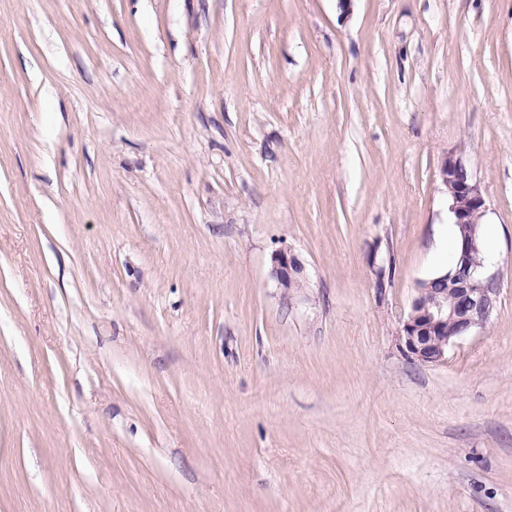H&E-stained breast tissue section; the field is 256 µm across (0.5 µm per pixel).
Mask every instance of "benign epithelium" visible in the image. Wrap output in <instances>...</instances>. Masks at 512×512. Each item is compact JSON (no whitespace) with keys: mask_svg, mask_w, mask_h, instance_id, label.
Returning <instances> with one entry per match:
<instances>
[{"mask_svg":"<svg viewBox=\"0 0 512 512\" xmlns=\"http://www.w3.org/2000/svg\"><path fill=\"white\" fill-rule=\"evenodd\" d=\"M439 177L448 195L451 223L460 230L455 265L451 273L437 277L441 288H419L410 311L402 322L400 340L404 355L419 365L445 360L448 348L474 329L484 326L496 305V278L485 267L472 266L470 256L477 250L474 215L483 213L486 201L480 187L461 158L446 157ZM271 277L281 295L308 279L306 266L292 250L282 249L272 256ZM453 303H448V296ZM456 335H448V323Z\"/></svg>","mask_w":512,"mask_h":512,"instance_id":"benign-epithelium-1","label":"benign epithelium"}]
</instances>
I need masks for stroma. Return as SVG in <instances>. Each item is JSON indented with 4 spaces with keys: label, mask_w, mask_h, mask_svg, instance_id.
Segmentation results:
<instances>
[{
    "label": "stroma",
    "mask_w": 512,
    "mask_h": 512,
    "mask_svg": "<svg viewBox=\"0 0 512 512\" xmlns=\"http://www.w3.org/2000/svg\"><path fill=\"white\" fill-rule=\"evenodd\" d=\"M0 512H512V0H0ZM439 177L443 186L451 188L448 195V213L453 225L455 248L448 272L429 282L439 281L446 288H417L410 311L402 322L400 340L404 355L419 365H430L445 360L448 348L456 340L484 326L491 318L496 305V278L489 274L487 266L477 268L470 262V256L477 250V230H481L480 221L484 214L474 222L476 213H484L486 201L480 187L461 158L447 156L439 168ZM480 235V233H479ZM473 264L485 265L486 243L480 235L479 250L472 258ZM429 295V302L423 303L421 296ZM450 292L453 296L448 294ZM453 301V303H452ZM452 304V305H451ZM451 307L448 309V307ZM454 324L455 330L452 325ZM271 277L283 297H288L289 288L309 280L304 262L290 249L278 250L272 256Z\"/></svg>",
    "instance_id": "35a3bbf8"
}]
</instances>
